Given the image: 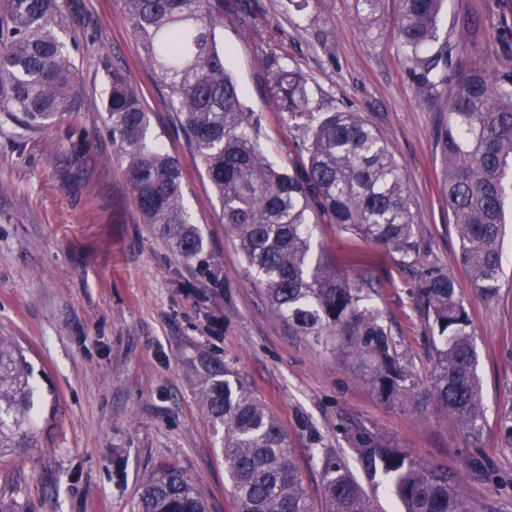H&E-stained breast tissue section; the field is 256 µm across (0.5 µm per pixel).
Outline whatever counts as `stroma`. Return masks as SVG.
I'll return each instance as SVG.
<instances>
[{"label":"stroma","instance_id":"35a3bbf8","mask_svg":"<svg viewBox=\"0 0 512 512\" xmlns=\"http://www.w3.org/2000/svg\"><path fill=\"white\" fill-rule=\"evenodd\" d=\"M65 13L61 37L75 43L79 78L94 97L23 148L0 136V334L25 349L45 427L42 447L0 458L8 512H138L144 482L167 465L201 487L209 512H236L222 436L189 363L198 352L244 379L276 417L315 512L324 510L325 459L360 474L358 434L465 473L480 512H512V441L501 429L512 412V223L505 282L487 304L458 263L460 240L441 194L434 133L445 108L419 95L391 16L361 20L356 0H307L301 10L291 0H224L216 40L243 102L261 117V148L274 164L301 168L303 132L278 108L269 55L304 75L315 111L358 113L391 145L428 257L447 267L472 311L485 402L478 453L433 404L385 400L350 360L272 311L155 73L140 61L119 0H68ZM462 31L456 56L511 59L512 0H447L439 33ZM116 59L149 113L150 135L181 163L205 263L176 258L131 202L101 106ZM313 247L339 273L379 283L373 304L425 385L432 362L415 306L417 267L333 224L315 229ZM476 456L484 474H466Z\"/></svg>","mask_w":512,"mask_h":512}]
</instances>
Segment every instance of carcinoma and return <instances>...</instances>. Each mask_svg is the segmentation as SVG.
<instances>
[{"label": "carcinoma", "instance_id": "1", "mask_svg": "<svg viewBox=\"0 0 512 512\" xmlns=\"http://www.w3.org/2000/svg\"><path fill=\"white\" fill-rule=\"evenodd\" d=\"M388 0H357L360 18ZM394 30L426 103L446 100L435 131L441 191L461 240L459 262L486 303L500 294L506 204L512 196V67L453 59L438 42L445 0H398ZM66 0H0V133L21 142L79 111L88 89L60 37ZM122 13L167 91L189 150L216 192L225 227L276 313L305 336L341 352L387 399L416 403V384L383 315L374 284L336 272L312 251L313 225L336 224L402 258H420L421 241L400 166L380 131L356 113L320 115L306 81L269 56L271 91L288 122L302 129L303 174L274 166L258 140L259 118L242 103L218 47L224 0H121ZM112 146L142 222L152 224L183 261L205 264V243L185 204L179 161L149 135V114L124 64L114 61L103 99ZM415 305L433 365L425 395L451 416L473 448L485 406L472 339L471 309L448 269L419 272ZM201 399L224 430V464L238 512H312L277 419L229 370L201 356ZM24 349L0 336V457L35 448L43 434L33 411ZM355 454L369 481L382 477L401 512H475L462 477L411 457L393 443L360 435ZM325 512H375L372 498L339 462L325 465ZM139 512H207L199 485L166 466L142 487Z\"/></svg>", "mask_w": 512, "mask_h": 512}]
</instances>
